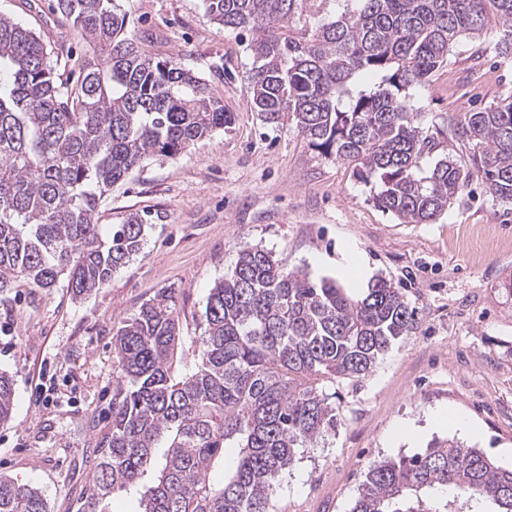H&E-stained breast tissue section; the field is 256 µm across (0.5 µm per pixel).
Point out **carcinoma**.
<instances>
[{
  "label": "carcinoma",
  "instance_id": "cac0c4a2",
  "mask_svg": "<svg viewBox=\"0 0 512 512\" xmlns=\"http://www.w3.org/2000/svg\"><path fill=\"white\" fill-rule=\"evenodd\" d=\"M213 22L249 30L251 103L267 124L291 123L323 156L378 185L374 203L409 224L448 210L476 174L512 204V94L437 134L470 148L428 170L409 91L448 62L462 40L499 31L512 56V0H346L338 19L302 29L306 0H203ZM80 33L75 58L0 14V291L65 278L82 298L138 254L146 224L131 216L106 233L101 199L150 155L176 157L232 122L204 79L146 54L127 36L116 0H55ZM73 66L70 82L59 68ZM377 77L372 85L362 76ZM200 361L173 367L180 326L172 295L144 303L113 342L119 380L112 430L78 512H103L117 491L139 512H270L275 478L296 449L336 430L319 381L367 375L416 326L399 289L378 278L354 296L336 281L290 270L261 248L238 256L205 305ZM14 405L0 373V422ZM239 451L224 466L226 441ZM512 512V469L452 439L372 464L350 512ZM0 512H48L39 489L0 477Z\"/></svg>",
  "mask_w": 512,
  "mask_h": 512
}]
</instances>
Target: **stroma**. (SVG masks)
<instances>
[{"instance_id": "1", "label": "stroma", "mask_w": 512, "mask_h": 512, "mask_svg": "<svg viewBox=\"0 0 512 512\" xmlns=\"http://www.w3.org/2000/svg\"><path fill=\"white\" fill-rule=\"evenodd\" d=\"M51 2L0 0V13L48 44L81 45L75 29L57 25ZM119 6L139 46L205 79L233 121L175 158L147 157L104 198L97 223L137 214L148 224L141 251L104 287L77 299L62 279L0 294V371L15 392L12 417L0 424V477L38 488L49 512H77L112 428V337L121 321L172 293L185 339L175 368L184 370L197 360L191 341L204 330L211 287L255 246L315 279L352 270L363 288L383 277L416 316L411 336L365 377L326 383L336 430L279 474L272 512H350L375 461L438 439L512 468V206L474 178L435 222H402L375 205V185L353 167L252 110L248 37L213 23L203 0ZM474 48L461 40L425 86L411 89L408 109L419 113L423 136L512 92V59ZM440 411L480 436L435 424Z\"/></svg>"}]
</instances>
